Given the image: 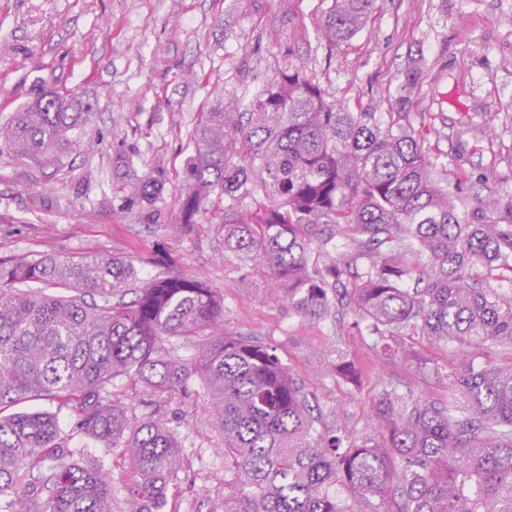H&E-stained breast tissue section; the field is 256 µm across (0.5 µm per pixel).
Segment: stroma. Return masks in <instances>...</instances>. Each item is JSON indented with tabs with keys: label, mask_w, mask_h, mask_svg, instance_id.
Masks as SVG:
<instances>
[{
	"label": "stroma",
	"mask_w": 512,
	"mask_h": 512,
	"mask_svg": "<svg viewBox=\"0 0 512 512\" xmlns=\"http://www.w3.org/2000/svg\"><path fill=\"white\" fill-rule=\"evenodd\" d=\"M332 0H0V125L42 88H76L93 104L79 146L41 162L0 155V257L108 253L135 259L141 275L161 269L199 275L224 294L228 328L263 340L312 392L322 410L347 405L350 432L362 430L389 379L444 396L450 355L423 342L413 359L382 363L367 350L352 318L305 319L287 302L256 300L242 279L263 284L262 268L227 264L217 212L175 236L191 153L188 132L222 90L228 108L247 103L276 75L291 48L328 99L396 111L400 74L416 63L409 121L438 114L425 144L460 157L463 188L512 205V0H376L366 28L329 49L318 35ZM162 178L150 208L124 206L127 175ZM361 370L336 378V354ZM114 399L143 416L162 410L180 444L184 468L157 512H224L223 440L198 377L158 403L141 382L125 379ZM70 432L71 460L112 472V512H127L129 471L113 449L76 431V417L49 400Z\"/></svg>",
	"instance_id": "1"
}]
</instances>
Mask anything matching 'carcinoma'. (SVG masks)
Instances as JSON below:
<instances>
[{"label":"carcinoma","instance_id":"carcinoma-1","mask_svg":"<svg viewBox=\"0 0 512 512\" xmlns=\"http://www.w3.org/2000/svg\"><path fill=\"white\" fill-rule=\"evenodd\" d=\"M374 4L333 0L322 37L346 42ZM283 54L245 111L220 97L200 113L174 228L222 206L224 260L267 269L256 297L312 319L352 311L378 359L407 354L409 333L451 349L448 397L386 390L350 434L346 407L313 415L274 348L224 325V297L205 279H143L114 255L1 258L5 512H112L110 471L69 463L56 415L27 408L42 399L121 449L129 512H151L182 467L179 441L163 419L115 404L112 390L133 378L171 395L195 371L231 475L224 512H512V296L491 284L494 271L512 272V213L503 224L499 202L477 196L461 220L447 164L405 122L419 69L405 71L402 111L383 121L327 100L291 49ZM92 111L74 90L42 92L0 126V154L38 161L78 144ZM124 189L127 209H144L163 182L145 175ZM188 346L201 348L194 366L179 354ZM492 346L506 360L476 362Z\"/></svg>","mask_w":512,"mask_h":512}]
</instances>
